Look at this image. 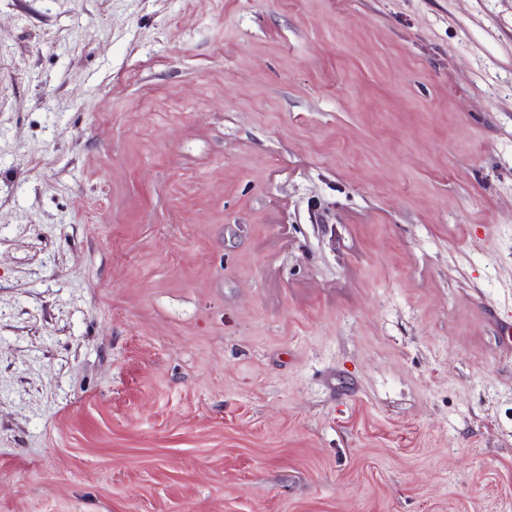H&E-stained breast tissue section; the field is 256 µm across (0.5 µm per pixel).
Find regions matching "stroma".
<instances>
[{
    "label": "stroma",
    "mask_w": 512,
    "mask_h": 512,
    "mask_svg": "<svg viewBox=\"0 0 512 512\" xmlns=\"http://www.w3.org/2000/svg\"><path fill=\"white\" fill-rule=\"evenodd\" d=\"M512 0H0V512H512Z\"/></svg>",
    "instance_id": "stroma-1"
}]
</instances>
